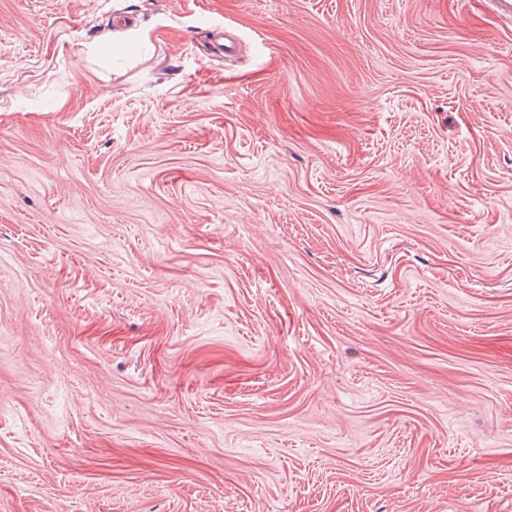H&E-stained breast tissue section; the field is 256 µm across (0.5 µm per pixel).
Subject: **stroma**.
Segmentation results:
<instances>
[{"instance_id":"stroma-1","label":"stroma","mask_w":512,"mask_h":512,"mask_svg":"<svg viewBox=\"0 0 512 512\" xmlns=\"http://www.w3.org/2000/svg\"><path fill=\"white\" fill-rule=\"evenodd\" d=\"M0 512H512V21L0 0Z\"/></svg>"}]
</instances>
